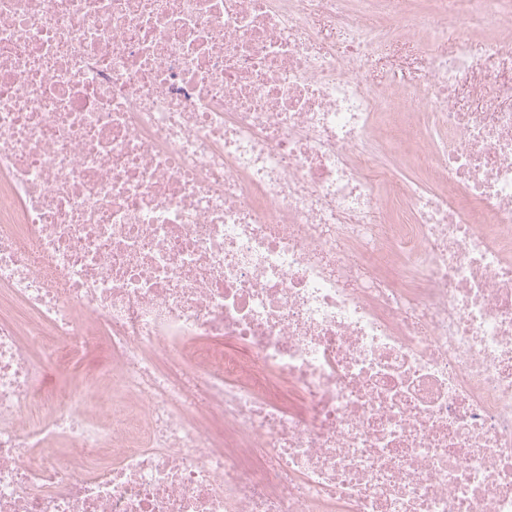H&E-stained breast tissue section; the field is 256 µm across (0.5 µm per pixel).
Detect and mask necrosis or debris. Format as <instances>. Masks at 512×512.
Instances as JSON below:
<instances>
[{"mask_svg":"<svg viewBox=\"0 0 512 512\" xmlns=\"http://www.w3.org/2000/svg\"><path fill=\"white\" fill-rule=\"evenodd\" d=\"M406 2L0 0V512H512V0ZM456 48V38L451 30L437 35L421 34L410 39H399L391 45L387 58L377 61L367 72V82L373 87H386L399 80L391 69V64L406 67L421 55L447 54L451 56Z\"/></svg>","mask_w":512,"mask_h":512,"instance_id":"obj_1","label":"necrosis or debris"}]
</instances>
